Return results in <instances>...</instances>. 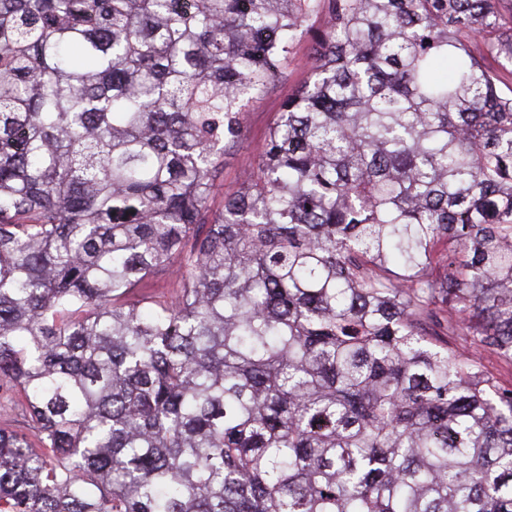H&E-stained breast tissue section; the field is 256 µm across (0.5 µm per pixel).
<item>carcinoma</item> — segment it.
<instances>
[{
	"label": "carcinoma",
	"instance_id": "1",
	"mask_svg": "<svg viewBox=\"0 0 512 512\" xmlns=\"http://www.w3.org/2000/svg\"><path fill=\"white\" fill-rule=\"evenodd\" d=\"M172 2L0 0V512H512V0ZM311 42L301 41L296 45L286 65L281 68L282 77L275 82L270 92L255 103L247 112L244 132L235 147L224 156V166L216 174L211 209L219 212L224 206V197L238 188L244 170L258 156L259 149L269 126L281 111L282 103L303 84L311 72Z\"/></svg>",
	"mask_w": 512,
	"mask_h": 512
}]
</instances>
